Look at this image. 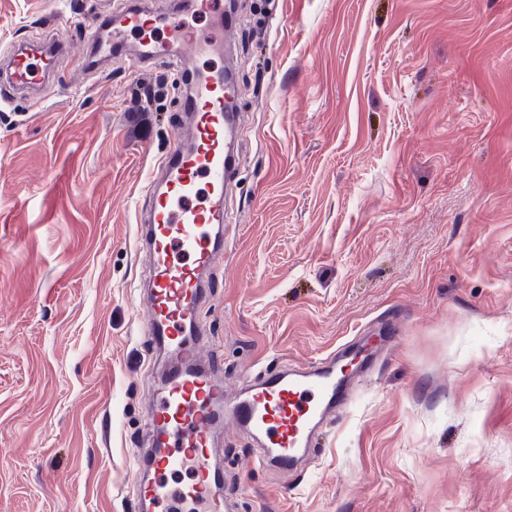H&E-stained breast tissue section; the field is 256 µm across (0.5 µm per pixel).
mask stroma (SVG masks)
<instances>
[{
	"label": "stroma",
	"mask_w": 512,
	"mask_h": 512,
	"mask_svg": "<svg viewBox=\"0 0 512 512\" xmlns=\"http://www.w3.org/2000/svg\"><path fill=\"white\" fill-rule=\"evenodd\" d=\"M121 0H0L21 36ZM242 168L208 352L238 389L383 330L301 476L218 434L235 512H512V0H238ZM0 108V512H134L158 352L134 199L184 117L166 68L74 59Z\"/></svg>",
	"instance_id": "35a3bbf8"
}]
</instances>
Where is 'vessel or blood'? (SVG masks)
Returning <instances> with one entry per match:
<instances>
[{"mask_svg":"<svg viewBox=\"0 0 512 512\" xmlns=\"http://www.w3.org/2000/svg\"><path fill=\"white\" fill-rule=\"evenodd\" d=\"M237 23L223 0H174L164 10L153 0H128L92 26L72 22L50 38L15 45L0 77L1 106L20 91L47 90L77 45L85 69L113 57L143 72L162 66L177 77L190 127L176 132L136 206V246L147 258L144 332L151 345L170 352L172 365L149 393L148 445L133 453L145 464L134 487L136 512H230L213 491L220 479L214 437L225 419L259 442L263 465L292 472L320 425L343 405L351 380L332 364L293 375L263 369L231 394L218 362L200 365L198 311L210 288L205 274L224 249L239 114L231 68L201 67L196 57L223 54ZM131 37L136 46L128 52Z\"/></svg>","mask_w":512,"mask_h":512,"instance_id":"b4317fda","label":"vessel or blood"}]
</instances>
